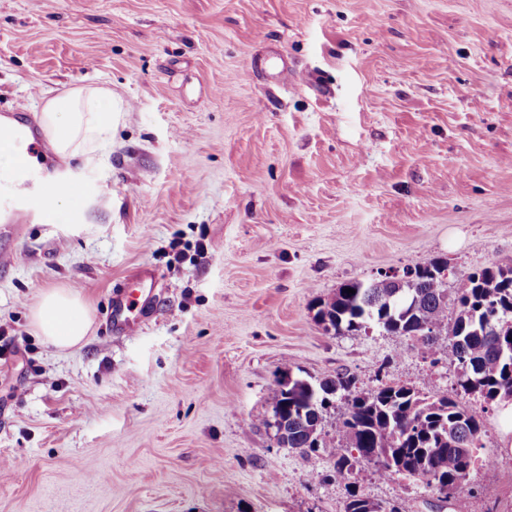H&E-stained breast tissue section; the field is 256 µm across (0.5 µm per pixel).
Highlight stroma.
I'll use <instances>...</instances> for the list:
<instances>
[{
    "mask_svg": "<svg viewBox=\"0 0 512 512\" xmlns=\"http://www.w3.org/2000/svg\"><path fill=\"white\" fill-rule=\"evenodd\" d=\"M99 84L123 104L80 187L0 223V512H401L438 494L266 425L283 370L430 395L462 371L311 311L348 281L432 259L449 288L512 264V0H0V108ZM157 274L138 335L111 297ZM62 288L91 321L58 349L31 324ZM482 416L468 512H512L499 403ZM389 503L374 502L359 495L357 492H351L348 501L345 504L344 512H400L398 507L393 505L389 511L386 506Z\"/></svg>",
    "mask_w": 512,
    "mask_h": 512,
    "instance_id": "1",
    "label": "stroma"
}]
</instances>
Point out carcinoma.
Listing matches in <instances>:
<instances>
[{
  "instance_id": "obj_1",
  "label": "carcinoma",
  "mask_w": 512,
  "mask_h": 512,
  "mask_svg": "<svg viewBox=\"0 0 512 512\" xmlns=\"http://www.w3.org/2000/svg\"><path fill=\"white\" fill-rule=\"evenodd\" d=\"M439 260L404 273L401 280L350 281L334 297L313 306L315 320L337 335L375 325L388 333L432 346L448 340V359L463 375L456 387L424 396L405 385L357 390L355 378L338 374L316 383L283 373L273 407L274 436L282 448L318 449L336 473L363 459L381 479L401 476L456 504L471 496L470 476L483 467L481 415L463 402L512 401V267L492 264L468 274L448 292ZM353 292L348 293L346 289ZM456 307L448 322V304ZM348 405L341 431L347 446L320 439L322 412L333 400ZM344 512H399L398 507L350 494Z\"/></svg>"
}]
</instances>
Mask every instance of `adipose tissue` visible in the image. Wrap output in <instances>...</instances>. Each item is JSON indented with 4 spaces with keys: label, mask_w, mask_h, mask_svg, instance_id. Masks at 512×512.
Segmentation results:
<instances>
[{
    "label": "adipose tissue",
    "mask_w": 512,
    "mask_h": 512,
    "mask_svg": "<svg viewBox=\"0 0 512 512\" xmlns=\"http://www.w3.org/2000/svg\"><path fill=\"white\" fill-rule=\"evenodd\" d=\"M120 109L111 89L82 85L46 96L41 123L56 153L74 156L86 145L103 149L111 143L114 117ZM31 322L38 336L59 349L78 345L90 329L81 301L61 289L42 294L31 312Z\"/></svg>",
    "instance_id": "obj_1"
}]
</instances>
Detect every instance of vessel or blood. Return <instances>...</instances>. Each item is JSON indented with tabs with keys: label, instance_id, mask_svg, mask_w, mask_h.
<instances>
[{
	"label": "vessel or blood",
	"instance_id": "1",
	"mask_svg": "<svg viewBox=\"0 0 512 512\" xmlns=\"http://www.w3.org/2000/svg\"><path fill=\"white\" fill-rule=\"evenodd\" d=\"M0 145L14 153L8 179L0 181V222L30 223L59 194L72 191V183L48 174L43 161L48 140L39 127L26 123L16 114L1 113ZM138 302V297L131 294L113 299L109 319L114 331L126 336L139 333L141 322L134 314Z\"/></svg>",
	"mask_w": 512,
	"mask_h": 512
}]
</instances>
